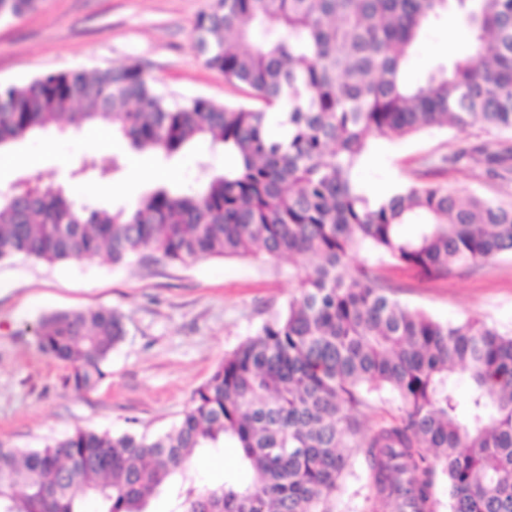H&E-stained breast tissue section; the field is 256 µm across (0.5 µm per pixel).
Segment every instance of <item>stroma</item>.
<instances>
[{
	"instance_id": "35a3bbf8",
	"label": "stroma",
	"mask_w": 512,
	"mask_h": 512,
	"mask_svg": "<svg viewBox=\"0 0 512 512\" xmlns=\"http://www.w3.org/2000/svg\"><path fill=\"white\" fill-rule=\"evenodd\" d=\"M210 0H38L29 14L0 21V82L23 83L48 71L141 65L159 89L179 98L203 96L221 103L247 102L243 86L207 68L194 25ZM471 50L465 24L456 13L430 24L405 71L406 82H421L438 64ZM81 133L56 128L9 145L12 154L43 151L39 169L0 172V192L13 193L19 180L40 179L82 193L85 204L116 210L135 205L159 185L134 177L135 155L127 140L112 137V151L78 147ZM54 151L44 152L46 142ZM484 145L512 147V131L484 132L431 128L400 139L379 138L370 152L375 163L359 164L353 179L364 194L384 196L401 184L428 181L467 195L512 200V178L495 172L473 174L465 165L433 168L453 151ZM121 167L107 177L85 165ZM157 169L174 172L167 188L191 192L212 174L235 166L223 147L200 141L165 156ZM301 261L285 257H212L172 263L113 265L107 255L48 264L17 258L0 263V443L38 448L76 429L158 434L171 430L191 406L196 389L225 354L282 310L298 293ZM370 269L392 288L403 305L442 322L467 319L512 332V256L430 280L416 269L379 259L368 250L351 253L348 270ZM107 307L124 317L127 335L106 364L104 379L77 392L71 366L37 347L39 320L61 311ZM390 389L366 394L352 414L363 431L398 415ZM239 468L232 443L196 455L192 471L199 484L223 483ZM333 512H373L374 498L365 450L349 458L332 501Z\"/></svg>"
}]
</instances>
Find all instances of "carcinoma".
Returning a JSON list of instances; mask_svg holds the SVG:
<instances>
[{"label":"carcinoma","mask_w":512,"mask_h":512,"mask_svg":"<svg viewBox=\"0 0 512 512\" xmlns=\"http://www.w3.org/2000/svg\"><path fill=\"white\" fill-rule=\"evenodd\" d=\"M36 2L0 0V20ZM451 8L471 54L405 82L424 29ZM195 33L204 64L257 105L178 100L137 65L71 69L0 85V147L66 117L110 126L137 151L172 155L207 139L236 165L191 193L158 187L115 211L50 188L0 197V262L288 254L304 261L299 294L225 355L170 433L77 429L41 448L0 443V512H84L91 499L97 512H147L166 488L171 512H332L345 448L366 449L375 500L396 512H433L440 474L449 512H512V333L442 323L392 298L370 270L346 268L362 248L434 279L512 255V201L408 183L372 204L352 177L376 138L512 129V0H212ZM273 113L284 116L279 134ZM511 158L474 147L442 162L508 174ZM35 335L81 392L105 376L126 327L99 308L51 314ZM386 387L401 415L360 434L348 407ZM227 441L245 479L197 484L195 451Z\"/></svg>","instance_id":"obj_1"}]
</instances>
